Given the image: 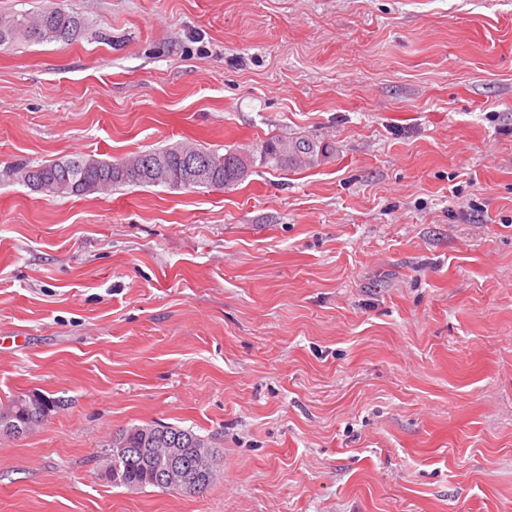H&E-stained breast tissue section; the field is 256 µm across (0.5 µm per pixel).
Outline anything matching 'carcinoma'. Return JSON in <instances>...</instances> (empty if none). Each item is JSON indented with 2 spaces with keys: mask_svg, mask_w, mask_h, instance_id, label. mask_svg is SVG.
Here are the masks:
<instances>
[{
  "mask_svg": "<svg viewBox=\"0 0 512 512\" xmlns=\"http://www.w3.org/2000/svg\"><path fill=\"white\" fill-rule=\"evenodd\" d=\"M85 29L84 19L67 11L42 9L36 13L19 16L0 11V47H13L20 43L51 44L69 42L78 38ZM187 152H195L209 160L210 177L202 187L212 191L230 189L242 182L253 166L251 157L238 152H219L217 149L199 147L188 141H180L163 148L139 152L130 159L112 162L94 156L74 155L67 159L32 166L17 163L0 171V178L22 183L31 190L52 196H86L100 191L118 188L127 184L149 186L164 185L170 188H194L196 184L185 183L178 177L180 158ZM328 152V147L303 138L271 137L262 142L260 154L263 162L275 168L310 166L318 156ZM148 159L166 172V179L138 178L135 170ZM58 406V401L49 398H25L19 396L11 401L9 409L0 413V434L20 436L41 423L48 413ZM205 440L211 448L216 443L211 437H203L190 429L173 424L134 425L116 434L109 448H131L135 456L121 464L112 476V482L131 490H142L148 486L163 491L184 493L180 486L160 485L154 482L156 472L166 468L167 456L159 453L143 457L140 448H183L182 463L190 468L194 463L189 449Z\"/></svg>",
  "mask_w": 512,
  "mask_h": 512,
  "instance_id": "carcinoma-1",
  "label": "carcinoma"
}]
</instances>
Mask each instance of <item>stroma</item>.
Segmentation results:
<instances>
[{"instance_id": "stroma-1", "label": "stroma", "mask_w": 512, "mask_h": 512, "mask_svg": "<svg viewBox=\"0 0 512 512\" xmlns=\"http://www.w3.org/2000/svg\"><path fill=\"white\" fill-rule=\"evenodd\" d=\"M0 168L331 146L222 192L0 179V512H512V0H0ZM111 34L103 41L99 32ZM213 437L187 495L107 442ZM84 29V19L65 10L42 9L20 17L0 11V47L69 42L78 38ZM329 148L309 139L275 136L262 142L260 154L264 164H271L275 168L297 169L312 165ZM58 404V401L45 397L14 398L9 409L0 413V434L16 437L23 435L41 423ZM152 430L154 431L150 433ZM113 436H116V438L113 440V442L106 444L107 448H169V454L173 457V462L169 470L166 471L165 475L160 476L161 482L166 484L160 485L154 482V475L157 471L166 468L168 456L159 453L156 456L150 455L147 459L144 457V455L141 456L138 450L133 449L130 450V455L132 453L135 454L133 460H129L125 464H121L120 469L118 471H114L112 469V464H114L116 460H113L112 458L111 449L109 456V472L112 476V482L116 483L117 485L125 486L131 490H142L148 486H153L163 491H172L176 493H202L214 482L217 473L219 472V466L216 465L208 473L205 482L201 485L199 490H195L193 493L181 487V485H187L195 488H198L199 486L188 483L185 474L183 478L185 483H183L180 477V473H182V471L180 470L177 462V448H195V446L198 448L196 451L195 460L196 469L199 472V475H204L205 472L210 470L212 466V458L210 452L204 449V443H198L197 445L196 443L205 440L207 441L210 448H217L216 443L213 441L212 437L201 436L193 432L191 429H184L177 425L168 423H155L147 425H134L120 431ZM114 472H116L117 476H115ZM173 481H176L181 485H167Z\"/></svg>"}]
</instances>
